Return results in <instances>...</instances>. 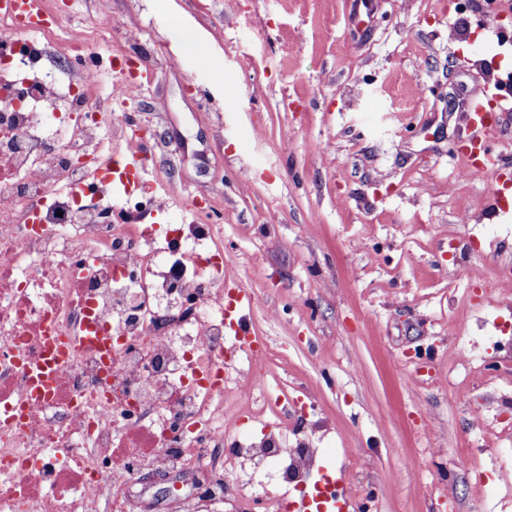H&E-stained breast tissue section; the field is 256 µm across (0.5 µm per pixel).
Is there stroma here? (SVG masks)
Wrapping results in <instances>:
<instances>
[{
	"label": "stroma",
	"mask_w": 512,
	"mask_h": 512,
	"mask_svg": "<svg viewBox=\"0 0 512 512\" xmlns=\"http://www.w3.org/2000/svg\"><path fill=\"white\" fill-rule=\"evenodd\" d=\"M153 69L126 109L182 202L213 198L224 259L270 349L260 405L311 401L323 473L358 512H500L512 498V183L463 176L470 99L512 5L468 0H112ZM56 35L104 44L90 0ZM190 50H182L186 35ZM500 375L487 386L477 366ZM412 384H405V376ZM471 384L469 405L453 400ZM482 449V475L459 456Z\"/></svg>",
	"instance_id": "1"
}]
</instances>
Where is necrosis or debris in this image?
Instances as JSON below:
<instances>
[{
  "mask_svg": "<svg viewBox=\"0 0 512 512\" xmlns=\"http://www.w3.org/2000/svg\"><path fill=\"white\" fill-rule=\"evenodd\" d=\"M90 43L0 14V512H145L140 480L193 473L174 512H290L258 490L277 467L305 488L309 442L267 416L261 438L229 440L224 405L265 384L260 354L224 334V246L206 210L166 229L139 218L165 198L105 193L98 172L133 124L93 106L98 73L72 63ZM245 359V376L227 372ZM50 384L23 399L30 369Z\"/></svg>",
  "mask_w": 512,
  "mask_h": 512,
  "instance_id": "1",
  "label": "necrosis or debris"
}]
</instances>
